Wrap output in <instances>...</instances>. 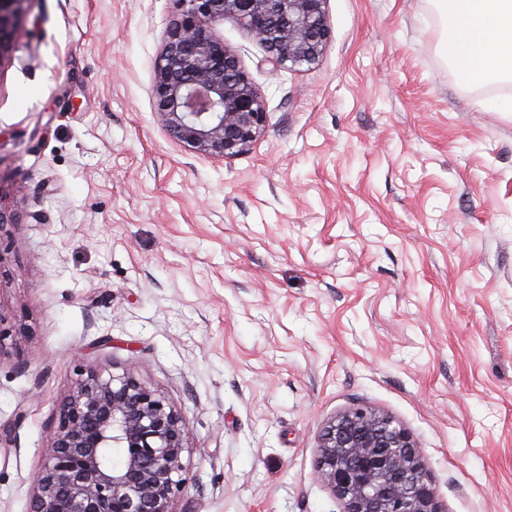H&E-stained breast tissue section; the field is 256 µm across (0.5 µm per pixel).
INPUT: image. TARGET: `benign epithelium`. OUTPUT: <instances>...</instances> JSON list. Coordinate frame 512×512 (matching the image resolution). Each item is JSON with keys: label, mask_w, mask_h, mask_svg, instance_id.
<instances>
[{"label": "benign epithelium", "mask_w": 512, "mask_h": 512, "mask_svg": "<svg viewBox=\"0 0 512 512\" xmlns=\"http://www.w3.org/2000/svg\"><path fill=\"white\" fill-rule=\"evenodd\" d=\"M26 0H0V66L10 59ZM152 87L155 112L184 149L216 161L248 149L268 122L266 102L215 25L233 17L266 48L272 70L311 65L330 39L327 0H174ZM24 329L4 326L0 353ZM191 435L180 413L129 366L88 371L63 400L49 456L33 478L31 512H177ZM314 478L341 512H445L412 434L371 408L325 426ZM119 450L122 465L112 464Z\"/></svg>", "instance_id": "benign-epithelium-1"}]
</instances>
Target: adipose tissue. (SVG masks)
Masks as SVG:
<instances>
[{"mask_svg": "<svg viewBox=\"0 0 512 512\" xmlns=\"http://www.w3.org/2000/svg\"><path fill=\"white\" fill-rule=\"evenodd\" d=\"M448 49L465 78L494 84L512 75V0H446Z\"/></svg>", "mask_w": 512, "mask_h": 512, "instance_id": "obj_1", "label": "adipose tissue"}]
</instances>
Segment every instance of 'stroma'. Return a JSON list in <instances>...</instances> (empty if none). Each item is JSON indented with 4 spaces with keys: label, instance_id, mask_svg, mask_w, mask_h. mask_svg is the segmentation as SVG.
Here are the masks:
<instances>
[{
    "label": "stroma",
    "instance_id": "1",
    "mask_svg": "<svg viewBox=\"0 0 512 512\" xmlns=\"http://www.w3.org/2000/svg\"><path fill=\"white\" fill-rule=\"evenodd\" d=\"M319 61L217 26L268 124L217 162L151 95L173 0H26L0 67V512H30L80 369L135 366L192 434L177 512H340L311 473L360 404L448 512H512V82L470 83L439 0H328Z\"/></svg>",
    "mask_w": 512,
    "mask_h": 512
}]
</instances>
